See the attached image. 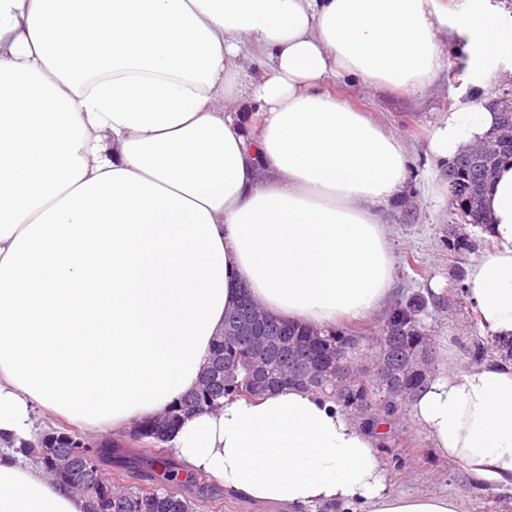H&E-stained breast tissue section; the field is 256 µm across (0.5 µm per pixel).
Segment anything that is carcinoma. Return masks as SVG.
Segmentation results:
<instances>
[{"label": "carcinoma", "mask_w": 512, "mask_h": 512, "mask_svg": "<svg viewBox=\"0 0 512 512\" xmlns=\"http://www.w3.org/2000/svg\"><path fill=\"white\" fill-rule=\"evenodd\" d=\"M512 159V129L506 128L487 137L485 147L477 152L463 151L448 166V183L456 199V214L470 224H485L482 207L485 187L491 173L499 164ZM423 301L415 298L395 304L379 325V353L387 358V376H378L369 367H351L347 383L340 382L328 356L334 355L342 363H349L348 354L354 342L364 335H352L334 328L320 330L300 324L283 322L265 313L254 326L255 335L228 332L254 318L258 308L251 302L227 312L224 319L226 334L217 339L210 351L209 361H218L224 369L217 372L210 385L204 383L184 396L163 418L175 425L180 416L213 408L224 399L253 398L287 385L309 387L322 392L328 390L343 401L357 404L365 410L372 408L375 397L383 395V408L389 414L398 411L400 390L415 393L426 381L418 371L414 357L423 350H432L431 339L423 333L418 315ZM50 437L38 446L43 466L54 473L64 485L70 481H84L74 488L85 499L86 512H196L194 504L176 489L179 468L165 456L157 457L163 469V485L142 484L144 477L130 471L103 476V463L113 448L88 445L77 433L63 427L49 431ZM72 453V466L59 469L53 460V449ZM105 477L99 484L98 478Z\"/></svg>", "instance_id": "carcinoma-1"}]
</instances>
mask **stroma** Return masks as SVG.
<instances>
[{
	"label": "stroma",
	"mask_w": 512,
	"mask_h": 512,
	"mask_svg": "<svg viewBox=\"0 0 512 512\" xmlns=\"http://www.w3.org/2000/svg\"><path fill=\"white\" fill-rule=\"evenodd\" d=\"M444 67L434 84L424 91L391 86H368L355 79L336 77L323 83L325 92L365 113L405 146L407 182L401 202L380 205L377 212L392 228L395 281L390 303L422 296L425 310L421 327L430 336L436 369L447 361L444 350L454 352L459 366L471 365L476 342H483L486 358L497 350L492 337L477 322L475 310L461 293L469 269L494 251L482 227L457 223L452 213L448 168L431 151V139L449 113L467 105L494 102L512 93V59L497 62L482 85L471 83L465 55L459 44L442 45ZM347 411L356 420L375 417L384 423L375 453L390 491L396 494H446L456 497L460 512H512V487L477 482L461 464L435 447L428 432L414 417L409 402L385 416L381 406L366 411L356 405ZM113 470L135 467L149 474L156 468L153 439L133 433L117 435ZM186 494L197 512H211L213 500L224 503V512H285L284 508L225 495L223 486L210 477L187 483Z\"/></svg>",
	"instance_id": "1"
}]
</instances>
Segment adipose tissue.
Wrapping results in <instances>:
<instances>
[{
    "label": "adipose tissue",
    "mask_w": 512,
    "mask_h": 512,
    "mask_svg": "<svg viewBox=\"0 0 512 512\" xmlns=\"http://www.w3.org/2000/svg\"><path fill=\"white\" fill-rule=\"evenodd\" d=\"M473 77L512 57L489 0H0V512H85L38 459L34 415L108 442L196 388L241 299L317 329L382 310L378 205L402 142L323 91L331 77L423 90L442 42ZM450 113L447 161L493 132ZM493 253L469 271L482 326L512 341V165L483 198ZM437 449L512 486V361L449 364L410 400ZM230 496L306 512H458L389 491L376 440L309 388L224 401L168 441Z\"/></svg>",
    "instance_id": "obj_1"
}]
</instances>
